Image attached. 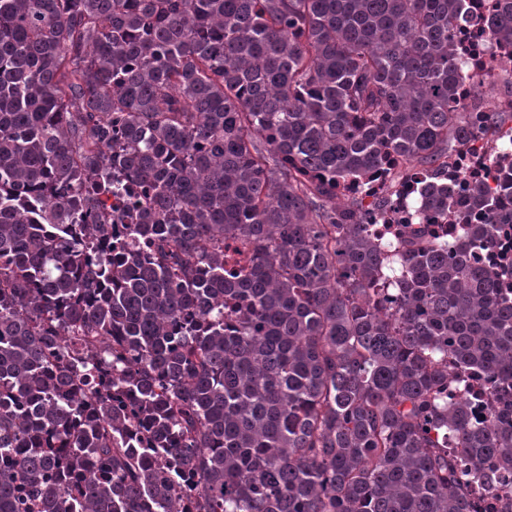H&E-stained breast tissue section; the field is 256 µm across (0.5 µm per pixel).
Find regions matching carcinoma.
Here are the masks:
<instances>
[{
  "label": "carcinoma",
  "mask_w": 512,
  "mask_h": 512,
  "mask_svg": "<svg viewBox=\"0 0 512 512\" xmlns=\"http://www.w3.org/2000/svg\"><path fill=\"white\" fill-rule=\"evenodd\" d=\"M461 2L0 0V512H474L512 474V406L448 404L450 355L512 387L470 256L512 141L493 194L439 175L472 113L512 121L455 96ZM395 160L455 243L339 194Z\"/></svg>",
  "instance_id": "carcinoma-1"
}]
</instances>
